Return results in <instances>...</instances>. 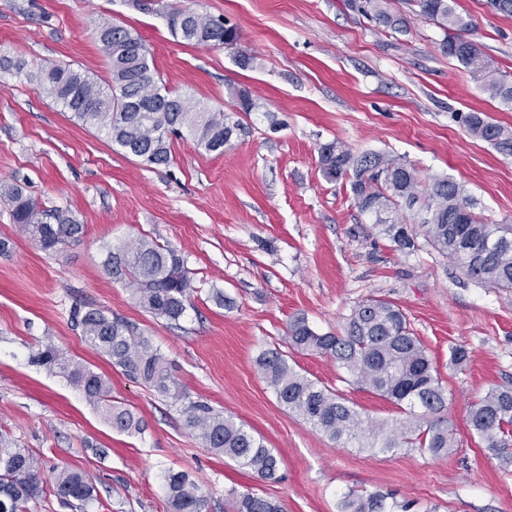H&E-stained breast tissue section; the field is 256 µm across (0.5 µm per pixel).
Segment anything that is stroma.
I'll use <instances>...</instances> for the list:
<instances>
[{"label":"stroma","mask_w":512,"mask_h":512,"mask_svg":"<svg viewBox=\"0 0 512 512\" xmlns=\"http://www.w3.org/2000/svg\"><path fill=\"white\" fill-rule=\"evenodd\" d=\"M189 8L235 25L236 48L176 40L158 10ZM0 0V50L50 61L104 82L108 60L99 21L134 29L170 89L213 110H230L231 85L262 104L248 134L222 155L175 139L169 164L149 167L75 124L26 77H0V181L21 184L49 208L83 224L79 240L49 254L13 224L0 203V433L38 457L44 470L70 465L96 481L88 512H166L163 475L190 473L204 512H232L233 492L279 501L284 512H339L348 492L379 493L409 512H512V468L503 469L469 429L471 403L512 388V290L467 281L425 239L398 251L355 206L348 181L328 182L318 148L338 140L353 154L381 152L422 178L464 184L491 224L512 225V157L473 137L469 112L512 125V111L485 93L468 69L443 54V32L405 0H390L407 25L392 32L346 0ZM465 36L512 75V15L487 0H457ZM254 56L252 68L236 63ZM148 239L187 258L195 292L176 322L132 299V286L101 268L104 245ZM372 296L399 305L448 391L454 446L433 458L414 448L381 452L343 445L280 405L255 366L261 350L287 352L296 370L343 391L378 421L402 420L390 401L344 385L329 359L291 350L288 324L305 315L336 331ZM93 305L151 336L189 400L231 415L282 459L279 482H264L203 448L181 403L135 382L100 356L70 312ZM50 341L106 379L115 400L145 430H112L64 378L29 362ZM465 345L468 361L448 363Z\"/></svg>","instance_id":"obj_1"}]
</instances>
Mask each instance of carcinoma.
Here are the masks:
<instances>
[{"instance_id":"1","label":"carcinoma","mask_w":512,"mask_h":512,"mask_svg":"<svg viewBox=\"0 0 512 512\" xmlns=\"http://www.w3.org/2000/svg\"><path fill=\"white\" fill-rule=\"evenodd\" d=\"M388 0H347L353 10L373 18L394 32L406 28L404 14L387 7ZM421 16L444 32L442 52L469 69L483 90L512 110V78L486 60L475 44L462 35L469 27L456 10V0H410ZM171 33L197 46H233L238 31L220 19L170 7L161 12ZM101 51L110 63V81L101 84L64 62H49L25 72V61L0 54V76L27 74L37 90L70 114L75 123L106 132L116 149L147 165H166L171 139L188 132L209 153L224 154L232 138L248 133L237 115L258 111L259 104L245 87H231L235 109L207 111L166 88L154 66L153 53L134 30L109 21L95 27ZM469 132L512 157V127L473 113L464 117ZM319 167L329 182L350 181L360 213L369 216L378 235L400 251L415 248L416 228L425 241L467 277L488 288L512 289V227L490 224L476 212V201L465 186L447 177L426 183L406 161L378 152L354 155L333 141L320 147ZM0 196L11 207L13 223L35 245L54 252L84 233L63 211L47 209L24 187L0 184ZM104 273L130 278L133 299L156 318L178 321L186 313L194 287L186 258L168 246L140 239L133 244L105 247ZM71 320L85 340L128 378L181 401L186 398L173 378L168 359L152 338L125 320L100 308L75 307ZM291 348L330 359L347 375V384L380 396L397 406L406 418L392 425L371 419L341 392L301 374L284 352L273 348L256 358L259 373L280 405L297 414L311 428L330 439L357 443L360 448L389 452L416 448L434 458L453 447V427L446 414L448 392L420 337L403 309L381 297L358 303L340 331L320 333L303 316L288 325ZM30 363L59 374L99 410L112 429L127 434L144 431L143 420L112 400L104 378L89 365L70 357L51 342L38 345ZM186 426L204 448L235 462L265 482L281 480V460L230 416L203 402L183 407ZM470 430L487 443L505 467L512 466V389H491L470 405ZM41 462L24 448H13L0 436V512H30L48 495L64 507L86 512L97 499L94 480L67 465L52 469L49 481L40 477ZM169 512H202L206 497L184 471L164 474ZM235 512H281L273 500L250 491L235 496ZM341 512H408V506L387 496L348 493Z\"/></svg>"}]
</instances>
